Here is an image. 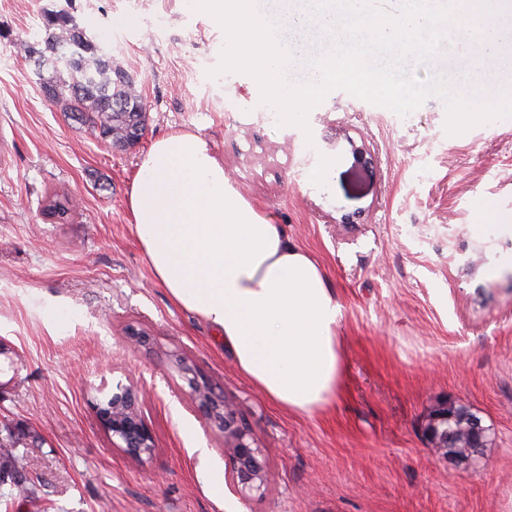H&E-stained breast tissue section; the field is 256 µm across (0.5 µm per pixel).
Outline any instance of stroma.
<instances>
[{"label":"stroma","instance_id":"1","mask_svg":"<svg viewBox=\"0 0 512 512\" xmlns=\"http://www.w3.org/2000/svg\"><path fill=\"white\" fill-rule=\"evenodd\" d=\"M63 9L130 75L146 104L132 148L111 147L42 92L16 40ZM225 36L188 0H0V418L27 451L31 506L0 512H512V118L450 136L429 97L407 117L345 91L276 127L253 79L208 77ZM414 66L461 78L472 42ZM205 137L245 197L323 267L342 306L343 378L313 414L285 411L241 376L224 341L153 276L127 208L139 161L164 136ZM369 146L362 172L353 153ZM71 215L47 212L52 193ZM151 349L130 345L128 326ZM181 354L232 400L268 464L264 496L224 489V439L171 367ZM144 393L156 452L127 461L91 399ZM448 402L490 434L479 460L434 453L423 426Z\"/></svg>","mask_w":512,"mask_h":512}]
</instances>
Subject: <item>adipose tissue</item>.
<instances>
[{
  "label": "adipose tissue",
  "instance_id": "obj_1",
  "mask_svg": "<svg viewBox=\"0 0 512 512\" xmlns=\"http://www.w3.org/2000/svg\"><path fill=\"white\" fill-rule=\"evenodd\" d=\"M128 209L155 278L223 337L254 387L296 413L335 399L342 307L322 268L240 193L205 138L156 140Z\"/></svg>",
  "mask_w": 512,
  "mask_h": 512
}]
</instances>
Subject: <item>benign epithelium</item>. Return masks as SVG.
I'll list each match as a JSON object with an SVG mask.
<instances>
[{
  "label": "benign epithelium",
  "mask_w": 512,
  "mask_h": 512,
  "mask_svg": "<svg viewBox=\"0 0 512 512\" xmlns=\"http://www.w3.org/2000/svg\"><path fill=\"white\" fill-rule=\"evenodd\" d=\"M179 371L190 389L194 406L212 431L224 437V464L230 476L231 490L244 497H261L267 488V462L252 432L239 419L232 405L219 401L210 384L198 378L194 370L181 365ZM141 396L131 387L118 385L112 392V410L107 412L99 403H93V411L100 427L112 435V447L126 458L144 464L153 458L155 439L140 413ZM448 417H437L428 422L425 429L429 447L437 453L448 452V429H440L439 423ZM471 447L460 459L469 462L480 453L486 427L474 417H464ZM8 434L21 440L35 441L37 436L21 423L0 420V436Z\"/></svg>",
  "instance_id": "7a95c632"
}]
</instances>
